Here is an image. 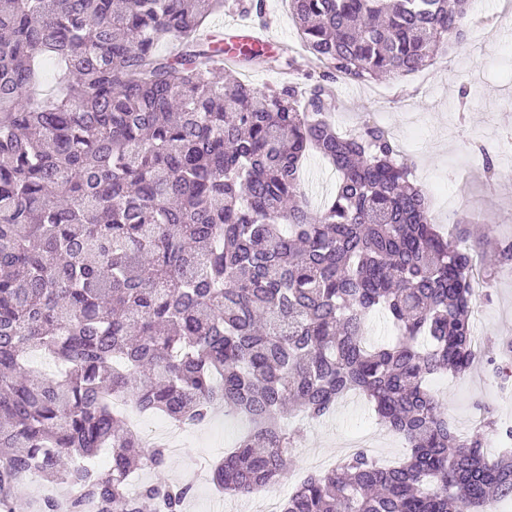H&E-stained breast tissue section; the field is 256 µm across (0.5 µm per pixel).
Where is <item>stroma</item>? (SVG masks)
Returning a JSON list of instances; mask_svg holds the SVG:
<instances>
[{"label": "stroma", "mask_w": 512, "mask_h": 512, "mask_svg": "<svg viewBox=\"0 0 512 512\" xmlns=\"http://www.w3.org/2000/svg\"><path fill=\"white\" fill-rule=\"evenodd\" d=\"M502 0H473L461 21L470 35L437 63L408 76H386L368 84L336 85L341 105L334 121L341 131L370 121L385 127L398 151L414 165L413 179L433 203L434 216L447 223L449 213L466 216L469 244L486 250L497 240H512V181L485 185L482 159L473 144L498 147V167L512 166V13H503ZM268 20L261 51L272 64L254 65L242 72L246 83L260 90L286 81H305L314 65L300 48L296 22L288 0H262ZM470 85L467 112L456 110L459 88ZM475 333L485 339L483 352L472 370L461 377H438L431 389L444 404L449 418L464 433L474 432L483 417L512 421V391L502 380L512 367V276L498 275L485 282L476 295ZM300 427L287 477L274 484L287 498L307 476L313 460L335 466L348 452V442L366 437L376 459L385 465L400 462L407 450L402 439L377 424L366 401L351 395L320 421L288 419ZM249 422L238 415L218 414L193 427L179 451L169 455L159 471L138 470V481H188L186 465L200 459L214 462L245 435ZM245 497H227L213 484H195L184 512H245Z\"/></svg>", "instance_id": "35a3bbf8"}]
</instances>
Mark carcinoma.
I'll use <instances>...</instances> for the list:
<instances>
[{"label": "carcinoma", "instance_id": "carcinoma-1", "mask_svg": "<svg viewBox=\"0 0 512 512\" xmlns=\"http://www.w3.org/2000/svg\"><path fill=\"white\" fill-rule=\"evenodd\" d=\"M472 0H289L321 69L271 93L221 75L203 41L224 0H0V512L26 472L78 486L70 512H183L189 483L110 399L200 424L217 408L251 431L211 470L227 495L287 475L295 412L319 420L350 393L409 444L382 467L358 448L310 475L281 512H495L512 498V426L463 434L429 382L467 373L483 255L434 223L389 132L342 134L338 80L411 74L461 45ZM182 47L160 56L156 45ZM59 92L37 98L38 65ZM487 181L493 149L475 146ZM336 172L311 213V153ZM512 270V242L494 254ZM383 312L398 330L364 341ZM41 352L66 365L41 374ZM102 448L112 464L91 463Z\"/></svg>", "mask_w": 512, "mask_h": 512}]
</instances>
